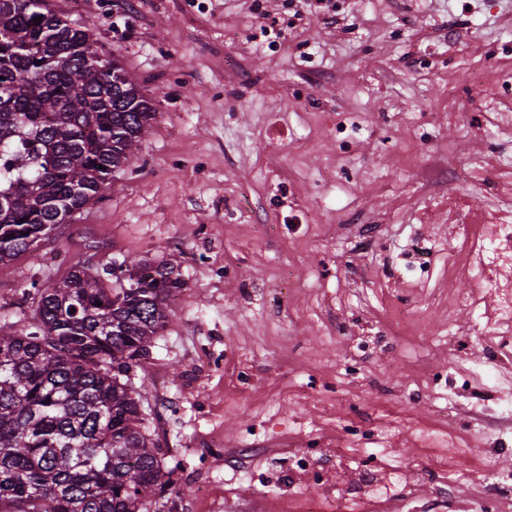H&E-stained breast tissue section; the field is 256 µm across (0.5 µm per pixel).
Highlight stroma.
I'll use <instances>...</instances> for the list:
<instances>
[{"instance_id":"1","label":"stroma","mask_w":512,"mask_h":512,"mask_svg":"<svg viewBox=\"0 0 512 512\" xmlns=\"http://www.w3.org/2000/svg\"><path fill=\"white\" fill-rule=\"evenodd\" d=\"M118 55L157 117L101 198L0 276V314L31 316L77 261L180 265L185 286L130 373L174 467L149 512H269L343 472L287 476L298 448L430 466L388 512H432L437 484L512 432V358L480 375L481 334L448 316L457 210L512 211V0H47ZM436 256L405 292L420 239ZM222 439L226 458L202 460Z\"/></svg>"}]
</instances>
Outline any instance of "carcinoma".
I'll return each instance as SVG.
<instances>
[{
  "mask_svg": "<svg viewBox=\"0 0 512 512\" xmlns=\"http://www.w3.org/2000/svg\"><path fill=\"white\" fill-rule=\"evenodd\" d=\"M156 115L88 25L0 0V273L100 198ZM25 286L30 319L0 316V512H148L175 469L129 373L184 287L179 265L78 261Z\"/></svg>",
  "mask_w": 512,
  "mask_h": 512,
  "instance_id": "obj_1",
  "label": "carcinoma"
}]
</instances>
